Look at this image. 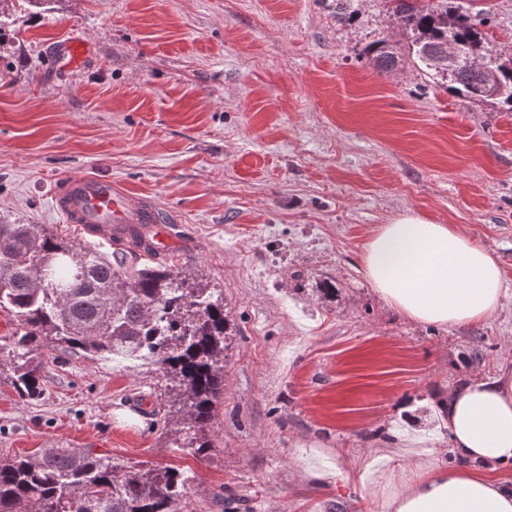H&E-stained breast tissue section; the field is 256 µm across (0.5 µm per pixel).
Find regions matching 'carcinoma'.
Wrapping results in <instances>:
<instances>
[{
    "mask_svg": "<svg viewBox=\"0 0 512 512\" xmlns=\"http://www.w3.org/2000/svg\"><path fill=\"white\" fill-rule=\"evenodd\" d=\"M419 2L389 0L394 20L413 34L408 55L446 80L456 96L512 112V56L486 50L481 12L452 0L430 7ZM450 39L482 67L438 64ZM401 57L402 49L386 41L367 48L380 72L394 69ZM137 258L132 250L104 257L38 224L0 220V310L17 323L0 338V371H12L14 389L29 401L43 391L39 357L49 350L147 362L163 382L160 421L182 425L176 448L205 455L224 399V350L233 332L224 291L175 265L130 275ZM184 484L174 468L64 448L36 457L0 455V512H185Z\"/></svg>",
    "mask_w": 512,
    "mask_h": 512,
    "instance_id": "carcinoma-1",
    "label": "carcinoma"
}]
</instances>
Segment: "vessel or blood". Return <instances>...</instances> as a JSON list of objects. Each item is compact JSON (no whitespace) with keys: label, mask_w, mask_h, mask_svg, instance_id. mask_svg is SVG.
I'll return each mask as SVG.
<instances>
[{"label":"vessel or blood","mask_w":512,"mask_h":512,"mask_svg":"<svg viewBox=\"0 0 512 512\" xmlns=\"http://www.w3.org/2000/svg\"><path fill=\"white\" fill-rule=\"evenodd\" d=\"M53 204L67 223L104 244L146 228L147 246L143 257L163 254L175 239L172 229L151 200L129 193L120 183L95 176H69L56 186Z\"/></svg>","instance_id":"vessel-or-blood-1"}]
</instances>
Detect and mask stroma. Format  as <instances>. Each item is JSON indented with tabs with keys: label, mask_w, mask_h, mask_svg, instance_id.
<instances>
[{
	"label": "stroma",
	"mask_w": 512,
	"mask_h": 512,
	"mask_svg": "<svg viewBox=\"0 0 512 512\" xmlns=\"http://www.w3.org/2000/svg\"><path fill=\"white\" fill-rule=\"evenodd\" d=\"M461 2L512 55V0ZM0 24V219L108 257L63 223L53 188L119 181L190 242L163 263L223 290L234 327L207 455L137 408L160 389L152 367L53 350L37 403L0 376V454L175 468L187 512L240 494L248 512H368L383 488L361 489L356 463L429 455L451 390L512 380V112L408 56L376 71L368 45L408 43L388 0H5ZM68 38L89 47L77 71L54 57ZM407 212L494 252L508 287L494 315L418 324L377 296L364 245Z\"/></svg>",
	"instance_id": "obj_1"
}]
</instances>
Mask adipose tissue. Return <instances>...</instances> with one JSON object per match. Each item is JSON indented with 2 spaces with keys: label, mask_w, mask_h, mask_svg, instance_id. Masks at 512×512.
Masks as SVG:
<instances>
[{
  "label": "adipose tissue",
  "mask_w": 512,
  "mask_h": 512,
  "mask_svg": "<svg viewBox=\"0 0 512 512\" xmlns=\"http://www.w3.org/2000/svg\"><path fill=\"white\" fill-rule=\"evenodd\" d=\"M363 265L390 306L424 324L484 320L507 291L488 249L414 214L373 230ZM443 419L461 465L417 459L407 468H388L399 489L380 502L381 512H512V485L483 471L489 464L512 465V383L487 380L453 391Z\"/></svg>",
  "instance_id": "obj_1"
}]
</instances>
